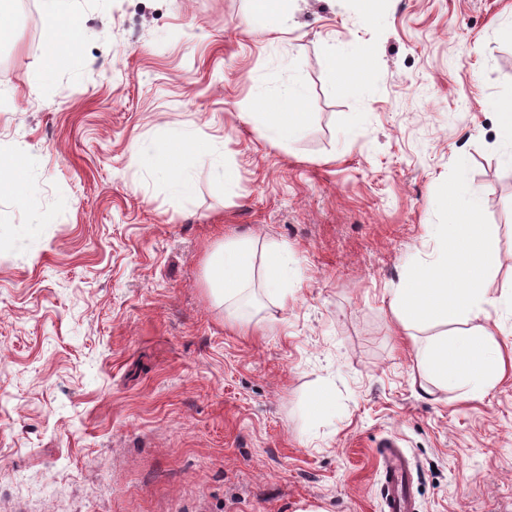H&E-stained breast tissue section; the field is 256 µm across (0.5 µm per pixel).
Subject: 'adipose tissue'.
Returning <instances> with one entry per match:
<instances>
[{"label": "adipose tissue", "instance_id": "adipose-tissue-1", "mask_svg": "<svg viewBox=\"0 0 512 512\" xmlns=\"http://www.w3.org/2000/svg\"><path fill=\"white\" fill-rule=\"evenodd\" d=\"M41 7L50 19L52 29L43 48L40 66L30 79V86L35 91L80 54L74 0H41ZM304 96L303 88L295 82L286 84L273 95L256 94L261 135L282 145L297 141L304 130L300 120ZM191 154L199 158L209 157L212 173L217 180L227 185L237 182V170L215 158L212 147L198 146L191 138L184 136L170 138L165 145H137L131 154V162L152 174L168 178L173 190L186 194L192 189L186 161ZM206 264L208 286L229 303L248 286L254 273V254L247 243L225 241L210 253Z\"/></svg>", "mask_w": 512, "mask_h": 512}]
</instances>
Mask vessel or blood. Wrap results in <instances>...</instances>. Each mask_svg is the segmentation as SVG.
Masks as SVG:
<instances>
[{
	"label": "vessel or blood",
	"instance_id": "1",
	"mask_svg": "<svg viewBox=\"0 0 512 512\" xmlns=\"http://www.w3.org/2000/svg\"><path fill=\"white\" fill-rule=\"evenodd\" d=\"M380 496L384 512H415L410 461L397 438L379 444Z\"/></svg>",
	"mask_w": 512,
	"mask_h": 512
}]
</instances>
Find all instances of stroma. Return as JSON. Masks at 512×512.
Instances as JSON below:
<instances>
[{"label": "stroma", "mask_w": 512, "mask_h": 512, "mask_svg": "<svg viewBox=\"0 0 512 512\" xmlns=\"http://www.w3.org/2000/svg\"><path fill=\"white\" fill-rule=\"evenodd\" d=\"M81 56L38 94L50 23L9 6L0 154L35 158L0 196V512H382L394 436L416 512H512V368L434 387L427 330L392 291L437 245L458 157L492 231L490 295L512 294V167L490 99H512V0H76ZM374 20L365 23V11ZM361 59L362 83L323 62ZM303 85V137H261L255 92ZM184 135L239 173L172 191L136 145ZM287 249L279 303L255 276L244 335L206 283L219 242ZM294 0H249L246 22L255 29H268L288 18ZM360 71L361 68L351 77L350 69L344 59L336 57V54H331L325 59L324 77L330 83H336V75L345 77L349 83L354 82Z\"/></svg>", "instance_id": "stroma-1"}]
</instances>
